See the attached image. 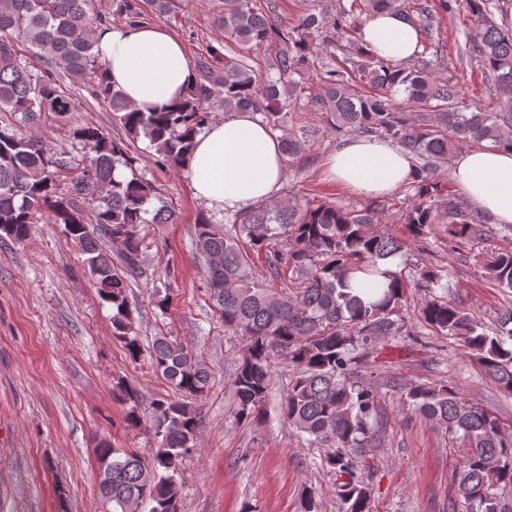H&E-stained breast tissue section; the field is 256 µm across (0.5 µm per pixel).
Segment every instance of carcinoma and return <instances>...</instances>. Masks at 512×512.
Instances as JSON below:
<instances>
[{
    "mask_svg": "<svg viewBox=\"0 0 512 512\" xmlns=\"http://www.w3.org/2000/svg\"><path fill=\"white\" fill-rule=\"evenodd\" d=\"M253 2L224 0L218 21L224 42L238 46L241 57L227 58L210 47L209 60L202 63L204 81L174 108L143 112L106 82L95 50L96 31L110 28L112 17L141 23L140 0H112L110 11L98 0H0V113L15 119L0 125V235L22 243L45 217L63 225L85 256L84 274L112 309L113 337L137 360L142 342L127 288L129 279L147 275L141 226L169 224L176 215L162 206L150 209L157 187L136 174L131 145L144 137L158 163L182 169L195 136L211 120L210 99L227 109L251 110L283 128V99L300 89L293 76L320 51L351 36L350 67L326 71L314 102L330 131L387 139L422 160L402 210V230L378 228L379 213L392 207L388 200L373 198L351 208L287 195L239 211L224 225L200 216L194 243L225 330L244 341L231 382L237 417L265 421L273 367L288 364L292 377L282 403L284 419L311 443L328 447L321 466L335 478L340 512H371V490L358 457L372 447L381 415L377 390L355 379V371L374 368L379 339L410 335L405 312L416 293H423V322L439 335L459 339L495 386L512 397V303L497 309L489 329L456 301L451 265L411 258L412 249L429 248L431 238L467 248L474 252L479 277L505 296L512 293V249L494 244L482 217L438 176L464 143L512 147V22L504 12L496 19L489 0H350L331 22L312 12L288 28L273 23ZM385 8L400 11L427 39L437 10L466 12L477 32L467 54L493 78L501 110L464 104L459 86L435 76L424 62L400 67L361 50L352 38L356 21ZM22 47L34 50L40 69L30 66ZM270 47L276 49L274 74L261 79L247 59L249 52ZM66 79L89 85L108 100L124 137H108L92 124L75 125L68 130L72 151L58 152L22 133L25 125L73 111ZM281 142L291 158L310 149L309 141L292 131ZM121 167L131 176L116 178ZM106 241L118 247L116 254L103 249ZM246 246L264 258L271 281L280 287L252 274ZM395 257L397 269L381 273L379 262ZM360 274H382L387 283L365 299L352 285ZM149 353L178 399L160 397L146 406L136 388L116 380L113 392L124 405L127 427H139L150 415L157 448L145 456L98 443L97 462L108 460L111 470L108 485L100 488L112 505L109 512H134L140 505L143 512H180L179 466L197 446V401L207 393L210 374L175 338L155 337ZM391 384L408 408L465 448L454 477L458 504L452 512H512V430L452 383L395 378Z\"/></svg>",
    "mask_w": 512,
    "mask_h": 512,
    "instance_id": "cac0c4a2",
    "label": "carcinoma"
}]
</instances>
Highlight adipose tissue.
I'll use <instances>...</instances> for the list:
<instances>
[{"label": "adipose tissue", "mask_w": 512, "mask_h": 512, "mask_svg": "<svg viewBox=\"0 0 512 512\" xmlns=\"http://www.w3.org/2000/svg\"><path fill=\"white\" fill-rule=\"evenodd\" d=\"M420 38L417 25L392 9L367 17L357 31L366 51L399 64L415 57ZM96 46L113 86L140 109L172 103L197 81L183 44L164 26L101 30ZM323 165L331 180L365 198L414 178L412 156L374 137H348ZM185 170L196 196L215 209L237 212L276 199L284 175L280 137L253 112L230 111L197 136ZM450 174L491 223L512 224V151L493 144L463 150Z\"/></svg>", "instance_id": "adipose-tissue-1"}]
</instances>
